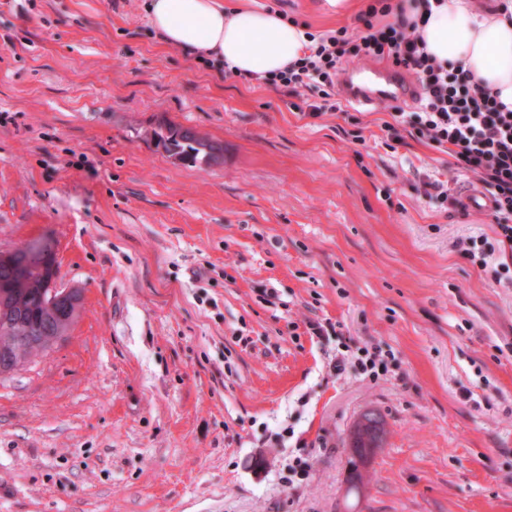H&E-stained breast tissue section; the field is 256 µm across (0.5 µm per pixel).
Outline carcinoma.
I'll use <instances>...</instances> for the list:
<instances>
[{"mask_svg":"<svg viewBox=\"0 0 512 512\" xmlns=\"http://www.w3.org/2000/svg\"><path fill=\"white\" fill-rule=\"evenodd\" d=\"M146 136L163 144L171 157L178 158L185 167H212L223 163L224 148L198 131L177 124L167 123L146 133ZM13 271L0 266V364L8 361L23 367L39 356L32 345L25 342L28 336H51L57 329L68 335L79 318L78 306L57 302L48 306V298L37 284L41 283L42 271L37 264L28 267V276L35 287L14 290L5 288ZM364 453L356 448L348 460L351 473L349 489H359L364 480L366 463Z\"/></svg>","mask_w":512,"mask_h":512,"instance_id":"1","label":"carcinoma"}]
</instances>
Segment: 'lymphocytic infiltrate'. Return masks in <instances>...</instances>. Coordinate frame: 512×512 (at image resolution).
<instances>
[{"instance_id": "obj_1", "label": "lymphocytic infiltrate", "mask_w": 512, "mask_h": 512, "mask_svg": "<svg viewBox=\"0 0 512 512\" xmlns=\"http://www.w3.org/2000/svg\"><path fill=\"white\" fill-rule=\"evenodd\" d=\"M346 27L315 36L310 53L283 70L271 73L265 85L287 94L319 93L309 105L313 117L340 111L331 88L350 62L385 58L396 72L412 75L422 90L419 111L394 106L386 138L404 144L406 138L425 142L448 154L452 170L471 177L495 226L494 244L470 238L461 251L472 264L487 267L493 255L495 280L512 285V108L474 81L464 65L443 64L426 49L418 23L405 14L398 0H370Z\"/></svg>"}]
</instances>
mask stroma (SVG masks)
<instances>
[{"label":"stroma","mask_w":512,"mask_h":512,"mask_svg":"<svg viewBox=\"0 0 512 512\" xmlns=\"http://www.w3.org/2000/svg\"><path fill=\"white\" fill-rule=\"evenodd\" d=\"M257 2L315 34L356 25ZM147 5L0 0V250L50 240L83 298L67 338L0 376V512H512V287L457 248L494 239L487 213L419 192L470 178L384 145L382 106L340 93L308 118L163 47ZM161 122L223 164L169 158L144 136ZM366 343L394 353L385 377L335 371ZM366 410L387 442L352 497ZM300 444L311 476L288 485ZM422 194L430 200L440 202V207L448 211V200L450 199L448 194V179L445 181L439 178L427 179L423 182ZM445 203L447 206H445ZM450 204L453 207L458 208V212L462 216L468 215L467 206L465 204L453 199H450Z\"/></svg>","instance_id":"stroma-1"}]
</instances>
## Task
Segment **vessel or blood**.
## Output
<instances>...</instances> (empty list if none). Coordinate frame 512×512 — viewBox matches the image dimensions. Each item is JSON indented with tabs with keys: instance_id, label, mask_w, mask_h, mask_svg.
I'll list each match as a JSON object with an SVG mask.
<instances>
[{
	"instance_id": "b4317fda",
	"label": "vessel or blood",
	"mask_w": 512,
	"mask_h": 512,
	"mask_svg": "<svg viewBox=\"0 0 512 512\" xmlns=\"http://www.w3.org/2000/svg\"><path fill=\"white\" fill-rule=\"evenodd\" d=\"M365 73L364 66H354L347 68L342 78L347 97L357 107L366 108L379 102L413 101L421 94L415 83L405 81L397 74H381L371 80Z\"/></svg>"
}]
</instances>
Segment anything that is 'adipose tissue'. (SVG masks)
I'll return each instance as SVG.
<instances>
[{
	"label": "adipose tissue",
	"mask_w": 512,
	"mask_h": 512,
	"mask_svg": "<svg viewBox=\"0 0 512 512\" xmlns=\"http://www.w3.org/2000/svg\"><path fill=\"white\" fill-rule=\"evenodd\" d=\"M152 28L167 46L201 51L234 72L260 77L285 68L310 43L303 27L258 6L225 11L221 0H150ZM421 33L443 62H463L475 79L512 107V17L482 0H445Z\"/></svg>",
	"instance_id": "ef3b65f1"
}]
</instances>
